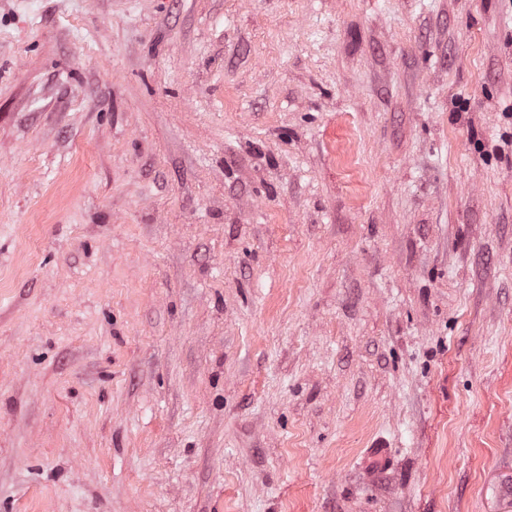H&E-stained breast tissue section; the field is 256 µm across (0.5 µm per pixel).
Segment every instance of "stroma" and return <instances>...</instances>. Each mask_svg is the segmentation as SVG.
<instances>
[{
  "instance_id": "1",
  "label": "stroma",
  "mask_w": 512,
  "mask_h": 512,
  "mask_svg": "<svg viewBox=\"0 0 512 512\" xmlns=\"http://www.w3.org/2000/svg\"><path fill=\"white\" fill-rule=\"evenodd\" d=\"M0 512H512V0H0Z\"/></svg>"
}]
</instances>
